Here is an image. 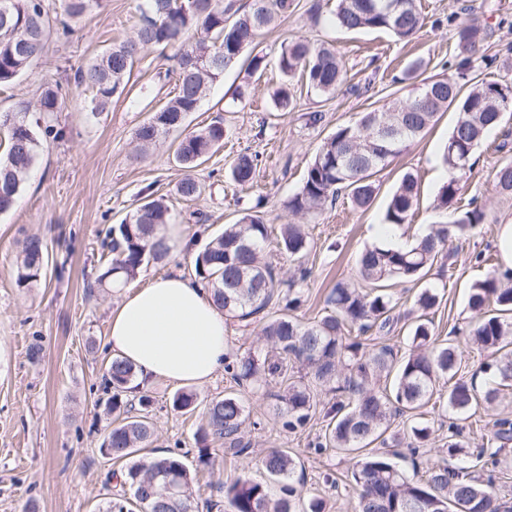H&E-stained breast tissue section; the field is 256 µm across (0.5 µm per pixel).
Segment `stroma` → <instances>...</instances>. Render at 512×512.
<instances>
[{
    "instance_id": "obj_1",
    "label": "stroma",
    "mask_w": 512,
    "mask_h": 512,
    "mask_svg": "<svg viewBox=\"0 0 512 512\" xmlns=\"http://www.w3.org/2000/svg\"><path fill=\"white\" fill-rule=\"evenodd\" d=\"M419 6L425 25L404 44L383 31L337 29L331 22L332 0H294L293 11L258 38L267 68L252 82L246 99H233L244 73L230 68L185 119L187 133L218 118L224 122L223 147L196 171L204 191L194 200L176 192L183 176L171 159L176 135L144 151L135 139L136 129L170 97L173 85L161 77L170 60L159 50L145 51L125 92L113 96L96 116L87 108L88 93L68 82L77 68L131 35L136 0H103L101 8L77 20L69 41L50 42L37 64L14 84L0 88L2 114L11 112L19 99L36 100L47 86L61 83L66 92L64 108L51 116L63 128V138L43 143L16 205L0 213V512H24L30 503L36 512H105L116 491L114 476L126 468L125 462L101 450L114 420L105 389L112 355L105 342L112 310L126 288H140L151 278L174 272L194 276L198 251L225 225L253 210L268 226L267 259L282 272L292 270L278 247L280 227L289 220L286 202L299 189L319 145L361 113L405 95V84L395 77L411 62L422 61L427 75L446 74L461 57L455 39L458 21L476 20L484 31L470 77L502 76L498 58L512 48V0H420ZM293 39L333 44L349 80L327 97L294 77V106L278 112L270 100L282 81L276 60L282 43ZM313 112L322 115L315 125L308 120ZM454 120V113L441 114L422 139L376 174L379 191L368 210L356 209L342 194L308 222L311 252L305 263L311 275L302 285L298 320H317L336 281L355 278L356 256L365 246L379 243L376 229L404 172L417 176L420 198L409 224L402 227V243L427 233L431 225L454 221L453 211L435 206L447 175L441 150ZM243 154L257 160L255 179L246 188L229 177L231 164ZM505 161H512L510 118L486 134L462 179V198L483 208L482 224L453 240L447 259L427 277L439 289V303L430 317L440 339H447L452 326L466 327L468 289L498 263L496 227L512 220V199L498 196L494 187V172ZM160 196L194 240L193 250L143 266L127 284L102 281L112 259L103 246L108 230L144 200ZM31 234L47 243L49 263L45 275L21 288L16 283L17 247ZM35 344L42 352L34 362L29 349ZM177 391L171 384L146 388L155 435L143 454L179 457L196 477L198 504L216 499L210 485L217 480L262 479L263 455L279 448L302 465L295 474L302 499L319 495L327 512H356V497L346 486L351 457L316 446L327 425L323 415H315L303 429L285 431L275 399L263 390L237 386L223 370L211 382L193 386L195 410L174 409ZM227 394L245 405V434L252 451L225 456L222 464L209 469L199 462L194 433L206 402ZM328 475L337 479L338 489L325 486Z\"/></svg>"
}]
</instances>
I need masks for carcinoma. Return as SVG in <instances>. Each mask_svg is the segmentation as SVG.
<instances>
[{
	"instance_id": "carcinoma-1",
	"label": "carcinoma",
	"mask_w": 512,
	"mask_h": 512,
	"mask_svg": "<svg viewBox=\"0 0 512 512\" xmlns=\"http://www.w3.org/2000/svg\"><path fill=\"white\" fill-rule=\"evenodd\" d=\"M58 2L59 6L51 9L45 0H0V14L8 12L7 27H0V85L22 75L43 55L50 40H68L74 34L72 22L100 7L102 0ZM194 2L192 7L188 0H138L134 34L75 71L76 86L91 94L88 108L94 116L124 91L144 49L174 51V96L137 129L136 140L144 148L178 130L224 70L241 63L250 76L264 71L266 55L257 50L256 40L261 31L293 9L292 0H251L247 10L237 8L232 0ZM332 22L349 32L385 31L399 41H409L423 27L424 17L415 0H336ZM483 39V29L473 22L456 26L457 45L464 57L454 75L422 79L420 62H412L404 72L410 86L407 95L363 113L353 124L338 127L323 141L299 191L287 203L291 216L310 219L344 191L355 207L368 209L378 193L376 173L420 138L439 114L452 109L456 121L442 154L448 178L439 189L436 207L456 213L453 224H436L406 247L365 248L357 260L359 282H336L325 300V314L310 324L288 315L301 304L298 284L310 276L303 262L311 246L304 225L290 222L281 226L280 249L294 262L293 274L286 281L279 277L276 266L263 258L268 230L256 213H246L235 223L224 225V232L211 238L195 260L198 280L231 318L248 321L278 307L279 315L261 329L270 350L262 356L249 353L239 358L230 352L224 368L239 385L279 382L273 397L280 404L283 430L305 428L319 405L309 387L288 380V367L299 363L317 383L330 385L334 393L326 410L330 422L325 442L318 447L354 456L351 478L358 512H411L413 507L417 512H448L450 505L460 512H512V497L501 494L503 485L492 476L485 480L465 465L436 462L426 467V478L419 480L401 471L387 453L370 448L375 442L390 448L401 446V438L388 434L396 412L413 420L407 448L416 455L428 446L433 434L424 418V408L433 399L442 401L448 414L458 419L479 401L490 404L512 386V275L492 270L469 289L473 327L468 336L490 352L492 360L486 363L484 373L498 379L482 394L474 381L457 377L461 359L455 343H436L428 312L438 305L439 296L424 283L432 267L447 257L449 239L466 234L482 221V210L461 207L460 173L470 167L485 135L501 125L505 113L512 112L511 79L467 78L470 55ZM278 68L285 83L272 93V102L280 111L291 105L288 80L298 73L321 95L335 94L346 81L336 49L307 39L284 43ZM428 90L429 97L425 96ZM63 103L58 84L43 89L34 103L18 101L14 111L0 119L8 138L7 151L0 157V213L9 211L23 191L36 162L40 137H63V130L42 125L44 115L60 111ZM382 124L399 127L402 132L394 140H381L374 130ZM223 143L221 120L178 142L174 158L183 169L176 187L180 197L194 200L201 195L194 172ZM255 170L254 159L241 155L231 168V177L239 186H248ZM495 185L500 196L512 199V161L498 166ZM419 196L416 176L404 174L387 204L384 223H408ZM173 221L162 197L135 208L106 243L112 254L107 275L117 281L132 279L143 264L167 259L171 249L166 238L157 234V227ZM48 259L47 243L36 236L27 238L16 268L17 282L28 285L38 281ZM391 280L422 283L408 324L410 348L401 356L391 344H365L351 335L355 329L385 336L401 320L395 313L397 303L387 292ZM108 376L112 388L108 409L121 420L106 435L103 449L115 460L130 461L126 484L135 503L141 512H192L193 478L183 462L173 455L137 457L151 441L154 427L144 413L149 397L139 398L138 409L121 398L135 376L133 365L116 357L109 362ZM246 420L239 397L213 398L206 404L196 440L205 448L210 441L222 442L225 453L247 455L252 443L245 438ZM496 426L476 454L477 462L495 468L501 463V451L512 442V422L500 419ZM460 434L459 428L448 426L446 452L450 457L467 447ZM262 465L278 482L279 493L273 495L267 486L245 478L221 483L218 491L230 512H325L326 503L320 497L310 498L304 509L296 510V462L287 452L269 450Z\"/></svg>"
}]
</instances>
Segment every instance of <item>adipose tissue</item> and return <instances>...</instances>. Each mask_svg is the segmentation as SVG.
Wrapping results in <instances>:
<instances>
[{
	"instance_id": "obj_1",
	"label": "adipose tissue",
	"mask_w": 512,
	"mask_h": 512,
	"mask_svg": "<svg viewBox=\"0 0 512 512\" xmlns=\"http://www.w3.org/2000/svg\"><path fill=\"white\" fill-rule=\"evenodd\" d=\"M229 325L198 281L181 273L127 290L112 311L106 346L132 362L131 389L205 384L224 364Z\"/></svg>"
}]
</instances>
